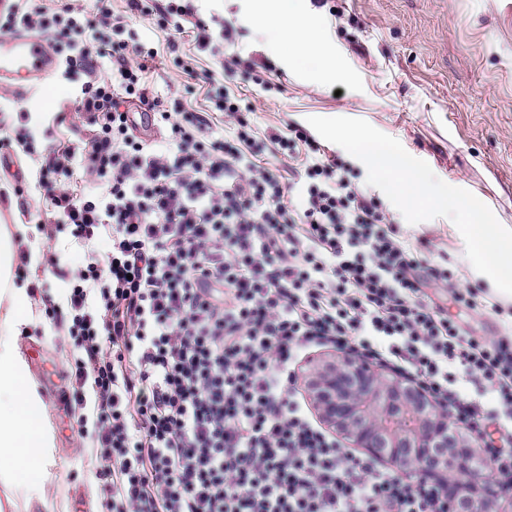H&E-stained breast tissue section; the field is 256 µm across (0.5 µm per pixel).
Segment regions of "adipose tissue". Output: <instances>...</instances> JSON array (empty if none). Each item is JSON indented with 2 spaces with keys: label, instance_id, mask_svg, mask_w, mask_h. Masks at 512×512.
I'll return each mask as SVG.
<instances>
[{
  "label": "adipose tissue",
  "instance_id": "ef3b65f1",
  "mask_svg": "<svg viewBox=\"0 0 512 512\" xmlns=\"http://www.w3.org/2000/svg\"><path fill=\"white\" fill-rule=\"evenodd\" d=\"M254 26L271 41L289 46L287 59L318 71L336 69L309 13L292 14L286 0H252ZM11 235L0 226V486L13 495L40 498L41 476L54 450V436L42 412V399L20 357L14 333L30 312L29 291L11 278Z\"/></svg>",
  "mask_w": 512,
  "mask_h": 512
}]
</instances>
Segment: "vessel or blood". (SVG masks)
<instances>
[{
  "mask_svg": "<svg viewBox=\"0 0 512 512\" xmlns=\"http://www.w3.org/2000/svg\"><path fill=\"white\" fill-rule=\"evenodd\" d=\"M58 66L47 36L17 33L0 39V86L23 96L40 87L46 100H53L50 79Z\"/></svg>",
  "mask_w": 512,
  "mask_h": 512,
  "instance_id": "b4317fda",
  "label": "vessel or blood"
}]
</instances>
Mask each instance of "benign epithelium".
I'll use <instances>...</instances> for the list:
<instances>
[{
  "instance_id": "1",
  "label": "benign epithelium",
  "mask_w": 512,
  "mask_h": 512,
  "mask_svg": "<svg viewBox=\"0 0 512 512\" xmlns=\"http://www.w3.org/2000/svg\"><path fill=\"white\" fill-rule=\"evenodd\" d=\"M304 391L342 447L395 474L442 486L452 501L465 496L472 512H501L499 502L512 495L471 446H448V411L405 372L342 352L309 366Z\"/></svg>"
}]
</instances>
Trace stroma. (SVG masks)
Masks as SVG:
<instances>
[{
  "label": "stroma",
  "mask_w": 512,
  "mask_h": 512,
  "mask_svg": "<svg viewBox=\"0 0 512 512\" xmlns=\"http://www.w3.org/2000/svg\"><path fill=\"white\" fill-rule=\"evenodd\" d=\"M178 3L207 22L213 39L222 40L225 54L238 56L236 73L225 74L219 58L197 48L191 28H150L146 18L127 12L125 0H79L78 5L91 19L101 6H108L125 36L157 48L161 62L145 75L150 88L166 98H181L228 137L233 131L210 97L221 89L238 98L248 109L246 118L257 142L265 146L260 162L276 163L292 186L295 206L303 204L296 174L300 161L274 157L267 149L270 136L308 128L312 117H349L396 138L439 179L470 191L500 223L512 225V0H309L336 57V76L328 80L315 77L307 67L287 64L274 52L256 33L248 0ZM185 58L191 61L192 73L182 69ZM52 82L60 100L54 109L35 91L22 100L11 90L1 92L0 131L9 134L26 127L42 147L68 141L83 79L58 74ZM320 147L347 159L356 184L380 200L393 225L410 241L427 242L424 255L429 261L447 257L457 287H482V300L503 309L499 315L480 314L457 301L452 290L428 288V295L452 320L487 339L512 326V300L487 290L485 277L467 259L465 244L449 218L407 223L381 190L367 184L361 161L328 141H321ZM36 168V161L19 151L0 160V211L7 222H16L18 211L4 201V194L32 182ZM21 232L40 243L45 254H56L61 268L56 275L42 263L29 271V280L39 289L31 299V319L15 336L19 343L35 342L42 352L45 378L38 390L55 450L46 468L43 501L19 499L1 512H99L102 493L94 477L96 464L75 446L78 426L70 411L69 375L78 352L54 340L44 302L52 300L58 316H65L63 273L80 268L88 250L107 253L111 242L102 237L87 246L63 235L48 240L32 224Z\"/></svg>",
  "instance_id": "35a3bbf8"
}]
</instances>
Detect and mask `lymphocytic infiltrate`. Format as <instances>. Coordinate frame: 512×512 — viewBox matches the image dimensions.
<instances>
[{
  "mask_svg": "<svg viewBox=\"0 0 512 512\" xmlns=\"http://www.w3.org/2000/svg\"><path fill=\"white\" fill-rule=\"evenodd\" d=\"M0 30L47 35L64 74L85 77L76 111L89 138L40 151L22 129L0 146L38 157L47 237L112 241L71 274L57 330L81 352L74 408L94 429L101 512H465L347 455L301 410L296 359L327 344L417 377L512 480V338H476L432 301L423 285L451 287L447 265L423 262L347 162L306 133L272 135L278 153L307 147L296 208L282 175L256 163L238 101L214 96L236 127L226 139L150 94L157 49L124 40L107 10L91 20L75 0H28ZM106 65L111 79L96 78ZM132 101L167 146L136 135ZM462 375L477 397L461 396Z\"/></svg>",
  "mask_w": 512,
  "mask_h": 512,
  "instance_id": "1",
  "label": "lymphocytic infiltrate"
}]
</instances>
